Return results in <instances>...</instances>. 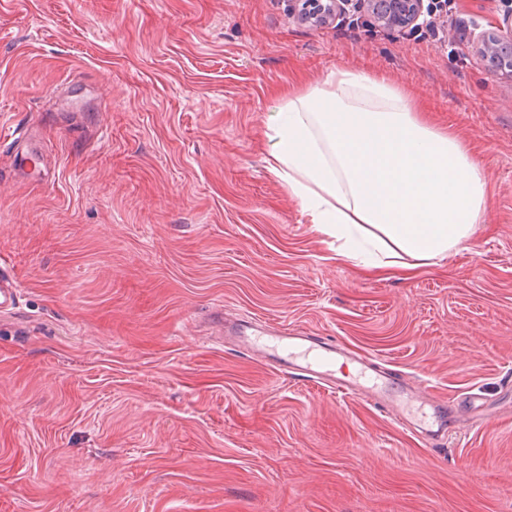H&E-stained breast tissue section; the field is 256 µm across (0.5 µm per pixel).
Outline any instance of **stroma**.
<instances>
[{
  "instance_id": "obj_1",
  "label": "stroma",
  "mask_w": 512,
  "mask_h": 512,
  "mask_svg": "<svg viewBox=\"0 0 512 512\" xmlns=\"http://www.w3.org/2000/svg\"><path fill=\"white\" fill-rule=\"evenodd\" d=\"M288 0H0V512H512V81ZM403 88L481 163L468 249L417 276L337 262L266 169L288 86ZM284 323L455 409L429 446L279 372L210 318Z\"/></svg>"
}]
</instances>
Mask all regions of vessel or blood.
I'll return each mask as SVG.
<instances>
[{
  "label": "vessel or blood",
  "instance_id": "vessel-or-blood-1",
  "mask_svg": "<svg viewBox=\"0 0 512 512\" xmlns=\"http://www.w3.org/2000/svg\"><path fill=\"white\" fill-rule=\"evenodd\" d=\"M229 331L234 334L237 344L281 372L322 383L344 396H356L384 406L397 423L407 425V418L398 412L396 404L386 400L378 385L365 380L363 371L368 364L364 358L357 355L352 358L361 371L360 376L343 380L336 376L335 345L317 342L314 337L282 326L258 330L248 321L233 323Z\"/></svg>",
  "mask_w": 512,
  "mask_h": 512
}]
</instances>
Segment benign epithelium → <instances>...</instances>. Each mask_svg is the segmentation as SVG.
<instances>
[{
	"label": "benign epithelium",
	"mask_w": 512,
	"mask_h": 512,
	"mask_svg": "<svg viewBox=\"0 0 512 512\" xmlns=\"http://www.w3.org/2000/svg\"><path fill=\"white\" fill-rule=\"evenodd\" d=\"M294 15L302 23L325 26L350 4L356 5L373 26L402 31L418 24L424 13V0H290ZM475 55L484 69L498 78L512 79V15L502 23L473 37Z\"/></svg>",
	"instance_id": "7a95c632"
}]
</instances>
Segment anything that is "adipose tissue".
<instances>
[{
  "instance_id": "ef3b65f1",
  "label": "adipose tissue",
  "mask_w": 512,
  "mask_h": 512,
  "mask_svg": "<svg viewBox=\"0 0 512 512\" xmlns=\"http://www.w3.org/2000/svg\"><path fill=\"white\" fill-rule=\"evenodd\" d=\"M267 135L268 172L340 263L410 277L467 249L483 219L479 162L385 80L336 70L289 93Z\"/></svg>"
}]
</instances>
